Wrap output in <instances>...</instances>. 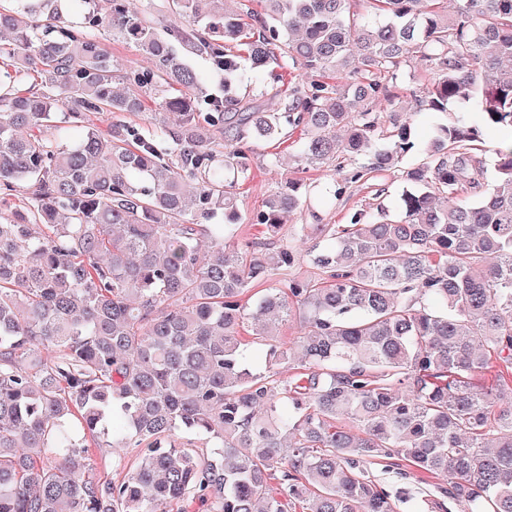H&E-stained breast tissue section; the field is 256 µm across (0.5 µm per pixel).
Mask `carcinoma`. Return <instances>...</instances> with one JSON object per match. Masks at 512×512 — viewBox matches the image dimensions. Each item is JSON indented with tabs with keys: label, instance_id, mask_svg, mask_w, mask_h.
Segmentation results:
<instances>
[{
	"label": "carcinoma",
	"instance_id": "obj_1",
	"mask_svg": "<svg viewBox=\"0 0 512 512\" xmlns=\"http://www.w3.org/2000/svg\"><path fill=\"white\" fill-rule=\"evenodd\" d=\"M249 2L0 0V512H398L376 458L512 512V0ZM413 57L419 112L454 110L428 139L378 132ZM287 128L303 173L419 160L397 218L300 225L316 281L278 236L334 186L284 179L238 243L235 180ZM108 47L112 53V60L119 67L129 68L137 65H147L132 45L118 40H111L108 43ZM107 448H92L94 465L89 471V476L93 479H120L123 477L122 470H112V455Z\"/></svg>",
	"mask_w": 512,
	"mask_h": 512
}]
</instances>
